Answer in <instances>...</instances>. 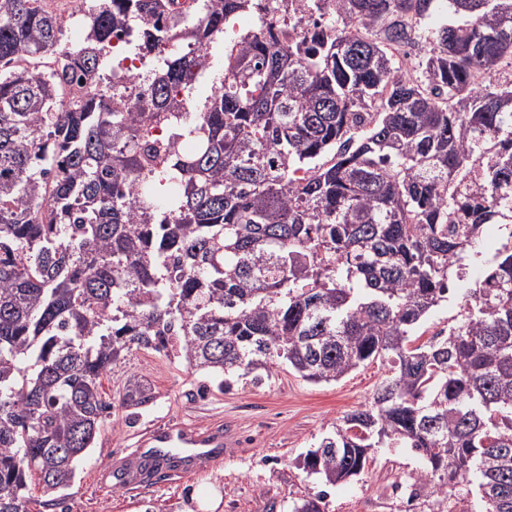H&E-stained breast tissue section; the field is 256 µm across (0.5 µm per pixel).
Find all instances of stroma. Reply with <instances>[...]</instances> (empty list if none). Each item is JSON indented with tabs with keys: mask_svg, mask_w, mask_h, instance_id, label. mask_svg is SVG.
<instances>
[{
	"mask_svg": "<svg viewBox=\"0 0 512 512\" xmlns=\"http://www.w3.org/2000/svg\"><path fill=\"white\" fill-rule=\"evenodd\" d=\"M388 372V364L377 361L337 383L314 384L283 365L263 384L243 380L229 391L205 395L200 390L203 375L154 351H136L103 378L102 389L107 397L117 396L134 375L153 388L156 399L132 418L124 409L113 411L68 491V512H193L194 491L208 485L221 495L216 512H288L293 498L320 490L327 493L328 512H399L388 492L418 477L419 462L410 449H375L362 476L328 489L298 467L301 454L337 418L366 404ZM162 419L202 428L231 420L245 445L191 476L163 474L130 487L105 482V471L132 453L142 432Z\"/></svg>",
	"mask_w": 512,
	"mask_h": 512,
	"instance_id": "stroma-1",
	"label": "stroma"
}]
</instances>
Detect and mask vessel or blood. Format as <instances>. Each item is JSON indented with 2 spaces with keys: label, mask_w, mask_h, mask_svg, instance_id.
<instances>
[{
  "label": "vessel or blood",
  "mask_w": 512,
  "mask_h": 512,
  "mask_svg": "<svg viewBox=\"0 0 512 512\" xmlns=\"http://www.w3.org/2000/svg\"><path fill=\"white\" fill-rule=\"evenodd\" d=\"M237 445L235 430L228 423L202 431L182 422H161L142 435L126 465L113 468L106 477L117 486L141 481L145 477V464L153 461L159 451L173 456L179 470L188 474L197 471L207 459L224 450L232 451Z\"/></svg>",
  "instance_id": "1"
}]
</instances>
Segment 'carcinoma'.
Returning a JSON list of instances; mask_svg holds the SVG:
<instances>
[{
    "mask_svg": "<svg viewBox=\"0 0 512 512\" xmlns=\"http://www.w3.org/2000/svg\"><path fill=\"white\" fill-rule=\"evenodd\" d=\"M243 13L259 26L229 34ZM315 13L95 0L68 48L39 0H0V512H29L34 474L44 512L65 509L112 415L102 378L139 349L221 393L238 372L331 384L386 360L302 469L335 486L371 449L408 448L429 512H512V250L448 334L420 333L483 225L512 217V0ZM130 34L154 60L132 100L107 73ZM418 40L422 75L404 77L394 49ZM153 400L130 376L119 407Z\"/></svg>",
    "mask_w": 512,
    "mask_h": 512,
    "instance_id": "obj_1",
    "label": "carcinoma"
}]
</instances>
